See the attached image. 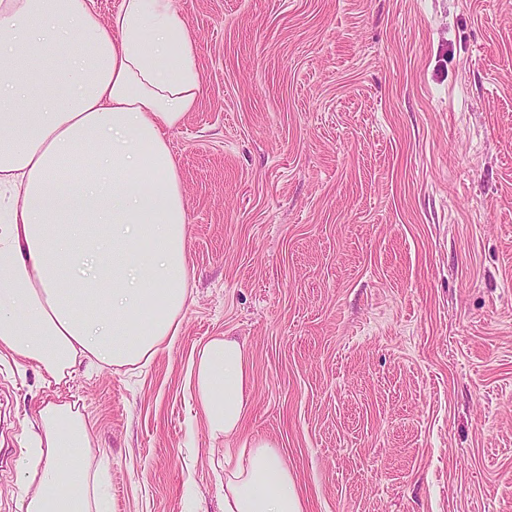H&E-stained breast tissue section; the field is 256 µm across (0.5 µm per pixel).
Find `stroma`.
Here are the masks:
<instances>
[{"label":"stroma","instance_id":"obj_1","mask_svg":"<svg viewBox=\"0 0 512 512\" xmlns=\"http://www.w3.org/2000/svg\"><path fill=\"white\" fill-rule=\"evenodd\" d=\"M203 92L167 135L192 300L137 367L62 393L111 512H222L201 343L251 357L233 447L307 512H512V0H177ZM42 392L0 362V512Z\"/></svg>","mask_w":512,"mask_h":512}]
</instances>
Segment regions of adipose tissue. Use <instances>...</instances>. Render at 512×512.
I'll return each mask as SVG.
<instances>
[{"label": "adipose tissue", "mask_w": 512, "mask_h": 512, "mask_svg": "<svg viewBox=\"0 0 512 512\" xmlns=\"http://www.w3.org/2000/svg\"><path fill=\"white\" fill-rule=\"evenodd\" d=\"M196 48L175 0H0V357L45 395L18 462L19 512H110L109 465L76 403L78 365L149 362L190 295L185 199L166 135L195 109ZM208 433L224 438V512H305L268 439L232 447L251 362L229 336L190 365Z\"/></svg>", "instance_id": "obj_1"}]
</instances>
